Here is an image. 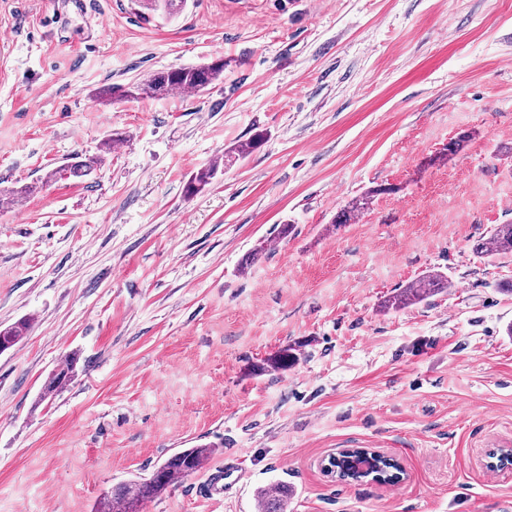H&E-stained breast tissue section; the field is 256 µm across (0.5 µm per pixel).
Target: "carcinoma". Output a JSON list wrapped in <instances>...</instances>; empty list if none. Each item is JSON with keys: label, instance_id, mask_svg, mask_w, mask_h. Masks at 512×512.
I'll return each mask as SVG.
<instances>
[{"label": "carcinoma", "instance_id": "cac0c4a2", "mask_svg": "<svg viewBox=\"0 0 512 512\" xmlns=\"http://www.w3.org/2000/svg\"><path fill=\"white\" fill-rule=\"evenodd\" d=\"M224 74V64L214 63L183 66L158 71L146 79L129 86L103 87L99 94L110 96L118 94L126 98L159 97L181 89L189 92H201L210 84L219 80ZM100 163V158L93 157L86 162H75L51 173L53 177H80L90 173L94 165ZM217 164L198 171L186 184L189 195L202 189L217 174ZM371 197L355 199L344 206L337 216L336 223L348 224L359 214L369 208ZM507 253L512 252V224H498L493 228L490 237L475 245V251L486 252L487 247ZM448 287V277L440 271H431L408 286L398 290L388 300L384 308L402 309L420 303ZM29 323L26 320L0 330V352H5L16 345L26 335ZM77 359L68 356L61 367L54 371L45 382L42 399L52 398L58 390L73 377ZM218 451L215 444H202L193 448H184L167 457L147 478L131 480L104 495L99 501V512H139L141 504L152 501L180 478L187 477L199 471ZM289 489L284 482H273L257 493L259 512H286Z\"/></svg>", "mask_w": 512, "mask_h": 512}]
</instances>
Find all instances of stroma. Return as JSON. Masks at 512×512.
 <instances>
[{
	"instance_id": "1",
	"label": "stroma",
	"mask_w": 512,
	"mask_h": 512,
	"mask_svg": "<svg viewBox=\"0 0 512 512\" xmlns=\"http://www.w3.org/2000/svg\"><path fill=\"white\" fill-rule=\"evenodd\" d=\"M1 31L0 190L34 192L0 202V328L30 323L0 353V512H94L204 443L223 500L200 471L145 512H256L274 481L287 512H512V252L474 249L512 223V0H0ZM219 57L199 94L95 97ZM343 448L402 481L339 480ZM445 288H448V277L440 271H431L390 296L384 301V308H406L443 292ZM76 364L77 359L74 356H67L64 359L62 366L54 371L45 382L41 396L43 400L51 399L66 382L71 380ZM382 455L383 454H381L378 451L370 450V449H367V448H344V449L341 450V453L338 456H336V458H338L340 456H343V457H345L344 459L348 463L349 462L348 459L350 457H352V456L366 457V458L369 457L370 466L373 465L372 469L370 471L366 472V473H370L369 476H368V478H369L372 475L371 474L372 470L378 468L379 463L376 462V460L379 459ZM345 460L340 463V466L335 467L336 468V474H338V476L340 478H343V479H352L345 472V469L348 468ZM359 472H360V474L366 475V473H363V471H359ZM352 480H354V479H352ZM235 470L224 468V470H217L212 472L205 484L204 493L210 499H219L224 491V487L237 480Z\"/></svg>"
}]
</instances>
